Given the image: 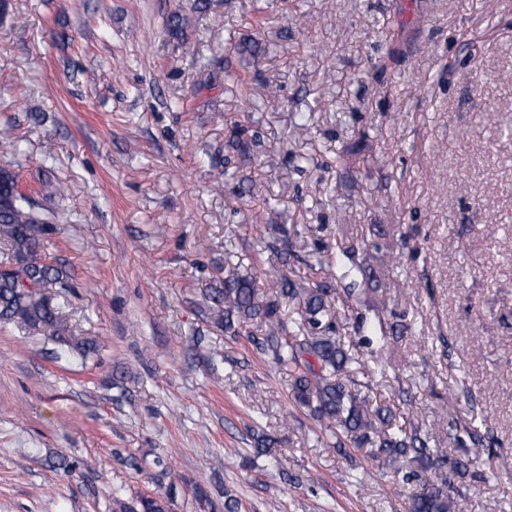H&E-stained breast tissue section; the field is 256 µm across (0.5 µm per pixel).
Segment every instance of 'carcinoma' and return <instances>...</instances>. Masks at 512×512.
<instances>
[{
	"mask_svg": "<svg viewBox=\"0 0 512 512\" xmlns=\"http://www.w3.org/2000/svg\"><path fill=\"white\" fill-rule=\"evenodd\" d=\"M215 5V0H195L191 10L173 13L168 20L169 33L176 38L185 36L198 15ZM0 153H23L21 140L13 136L12 125L7 122L0 125ZM39 184V190L25 193L19 189L18 175L11 166L0 165V241L8 244L14 257V262L0 268V322L35 331L48 329L58 335L67 329L60 309L71 284L63 270L41 254V236L54 231L62 213L41 209L37 197L62 199L66 187L49 180ZM370 260L369 256L358 258L352 251L334 256L318 253L310 267L334 268L342 279L365 280L373 274ZM269 287L275 290L274 298L264 299L252 277L233 274L224 278V287L210 291L211 301L224 307V333L236 337L239 330L235 323L256 322L262 331L263 350L271 353L275 363L293 369L294 400L309 408L323 431L339 444L345 440L353 448H367L371 456L385 458L403 484L417 488L409 512H461L460 490L446 481L430 479L428 473L441 475L448 469L463 476L468 463L434 452L429 448L428 434L398 423L388 407L375 410L380 421L375 425L367 399L349 387L352 380L345 373L354 358L344 341L330 334L329 289L312 290L285 277L271 281ZM288 321L299 325V334L284 336ZM358 327L371 341L385 338L388 331L380 318L361 322ZM113 506V512H170L169 498L160 494H139L129 501L116 499Z\"/></svg>",
	"mask_w": 512,
	"mask_h": 512,
	"instance_id": "cac0c4a2",
	"label": "carcinoma"
}]
</instances>
